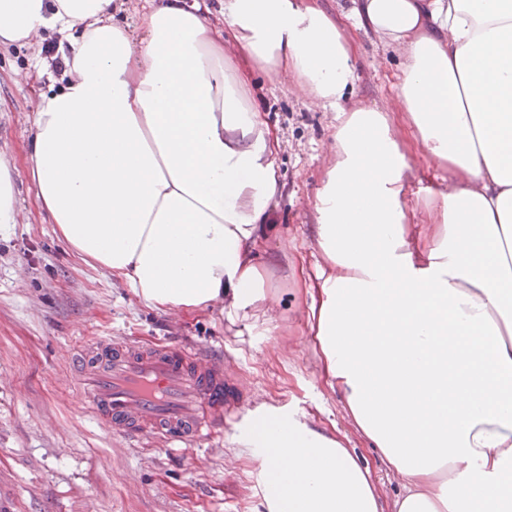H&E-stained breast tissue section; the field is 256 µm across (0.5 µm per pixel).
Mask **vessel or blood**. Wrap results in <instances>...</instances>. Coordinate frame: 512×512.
I'll return each mask as SVG.
<instances>
[{
    "mask_svg": "<svg viewBox=\"0 0 512 512\" xmlns=\"http://www.w3.org/2000/svg\"><path fill=\"white\" fill-rule=\"evenodd\" d=\"M83 401L113 435L188 453L232 428L239 393L221 357L188 344L148 351L126 338L81 348Z\"/></svg>",
    "mask_w": 512,
    "mask_h": 512,
    "instance_id": "vessel-or-blood-1",
    "label": "vessel or blood"
}]
</instances>
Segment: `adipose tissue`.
<instances>
[{"label":"adipose tissue","mask_w":512,"mask_h":512,"mask_svg":"<svg viewBox=\"0 0 512 512\" xmlns=\"http://www.w3.org/2000/svg\"><path fill=\"white\" fill-rule=\"evenodd\" d=\"M343 15L400 59L401 118L433 170L423 223L392 118L344 106L350 49L316 0H145L131 26L112 0H0V45H69L32 121L37 202L147 306L274 324L280 137L240 67L292 71L336 112L314 268L292 270L328 385L403 480L393 512H512V0ZM244 420L265 512H383L342 439L267 405Z\"/></svg>","instance_id":"adipose-tissue-1"}]
</instances>
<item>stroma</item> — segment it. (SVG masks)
Returning a JSON list of instances; mask_svg holds the SVG:
<instances>
[{"instance_id": "obj_1", "label": "stroma", "mask_w": 512, "mask_h": 512, "mask_svg": "<svg viewBox=\"0 0 512 512\" xmlns=\"http://www.w3.org/2000/svg\"><path fill=\"white\" fill-rule=\"evenodd\" d=\"M342 28L356 71L347 107L399 111L396 56L370 33L347 22ZM59 55V37L49 32L40 42L0 47V154L17 167L19 212L0 232V512H264L258 464L241 451L243 424L183 455L113 437L92 418L72 359L81 342L106 336L146 349L187 341L222 356L243 392L241 409L266 403L344 436L391 505L403 483L329 390L307 338L308 300L287 275L288 265L311 256L310 202L328 164L333 110L311 109L289 76L249 75L281 139L283 238L269 284L282 313L275 328L239 331L216 307L145 306L110 271L76 256L38 207L28 145L39 94L61 76ZM18 70L32 72L33 81L15 82Z\"/></svg>"}]
</instances>
